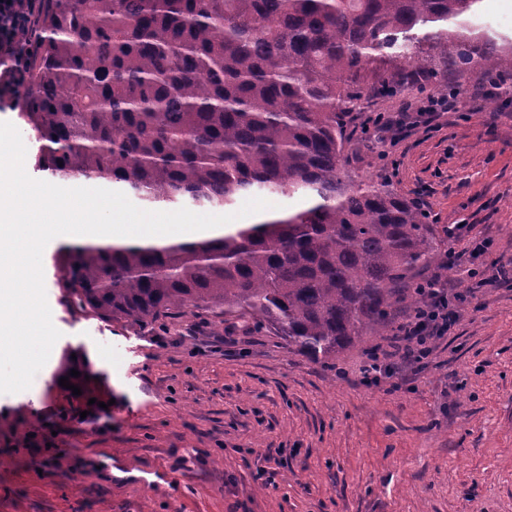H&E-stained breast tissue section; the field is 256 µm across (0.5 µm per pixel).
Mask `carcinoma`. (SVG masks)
<instances>
[{"instance_id":"1","label":"carcinoma","mask_w":512,"mask_h":512,"mask_svg":"<svg viewBox=\"0 0 512 512\" xmlns=\"http://www.w3.org/2000/svg\"><path fill=\"white\" fill-rule=\"evenodd\" d=\"M477 2L42 0L20 103L53 177L105 182L146 207L312 200L217 238L70 247L72 307L143 330L197 310L236 315L328 367L389 332L435 230L394 189L344 172L348 114L375 54L422 67L423 39L451 43L459 68L511 71V53L467 35Z\"/></svg>"}]
</instances>
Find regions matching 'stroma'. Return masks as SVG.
Returning a JSON list of instances; mask_svg holds the SVG:
<instances>
[{
  "mask_svg": "<svg viewBox=\"0 0 512 512\" xmlns=\"http://www.w3.org/2000/svg\"><path fill=\"white\" fill-rule=\"evenodd\" d=\"M512 48V0H479L467 22ZM370 68L395 87L348 117L342 166L390 182L437 236L490 238L442 277L458 319L420 373L360 381L370 336L331 370L269 328L225 331L197 314L143 333L72 312L52 239L44 286L61 336L31 386L0 393V512H512V74L480 103L367 147L375 112L417 111L484 69ZM75 362L80 395L57 369Z\"/></svg>",
  "mask_w": 512,
  "mask_h": 512,
  "instance_id": "1",
  "label": "stroma"
}]
</instances>
